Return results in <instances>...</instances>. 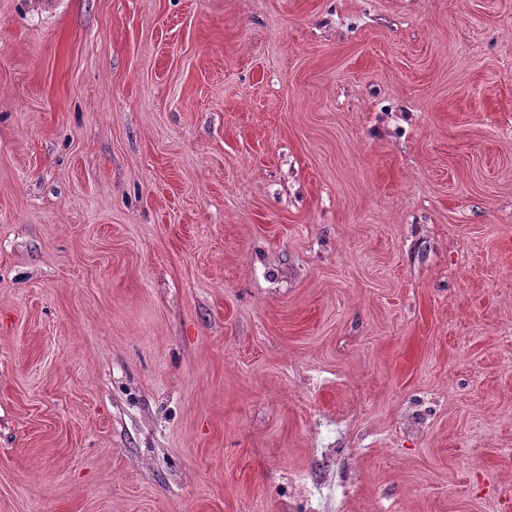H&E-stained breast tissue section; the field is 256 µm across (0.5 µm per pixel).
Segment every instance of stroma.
<instances>
[{
  "mask_svg": "<svg viewBox=\"0 0 512 512\" xmlns=\"http://www.w3.org/2000/svg\"><path fill=\"white\" fill-rule=\"evenodd\" d=\"M0 512H512V0H0Z\"/></svg>",
  "mask_w": 512,
  "mask_h": 512,
  "instance_id": "stroma-1",
  "label": "stroma"
}]
</instances>
